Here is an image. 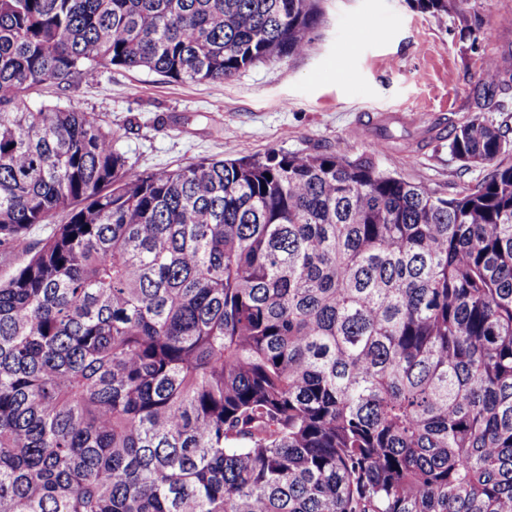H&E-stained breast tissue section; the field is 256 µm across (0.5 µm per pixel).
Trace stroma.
Returning <instances> with one entry per match:
<instances>
[{
  "label": "stroma",
  "mask_w": 512,
  "mask_h": 512,
  "mask_svg": "<svg viewBox=\"0 0 512 512\" xmlns=\"http://www.w3.org/2000/svg\"><path fill=\"white\" fill-rule=\"evenodd\" d=\"M322 10L303 52L221 85L115 67L41 87L31 102L124 129L122 149L144 172L275 150L371 154L448 196L482 180L485 168L464 167L450 143L475 115L512 126V92L475 94L483 61L512 63V0H468L464 26L434 20L415 0H322Z\"/></svg>",
  "instance_id": "stroma-1"
}]
</instances>
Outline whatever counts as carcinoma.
Returning <instances> with one entry per match:
<instances>
[{
  "mask_svg": "<svg viewBox=\"0 0 512 512\" xmlns=\"http://www.w3.org/2000/svg\"><path fill=\"white\" fill-rule=\"evenodd\" d=\"M467 22V0H417ZM321 0H0V512H512V139L453 195L371 156L140 173L37 86L222 84ZM479 86L512 90L494 59ZM51 225L40 224L32 227L26 236L25 242L14 249L9 254L0 256V276L7 278L9 275L16 272L21 266L24 265L28 259L26 254L27 245L35 244L40 240L46 238L50 233Z\"/></svg>",
  "mask_w": 512,
  "mask_h": 512,
  "instance_id": "cac0c4a2",
  "label": "carcinoma"
}]
</instances>
